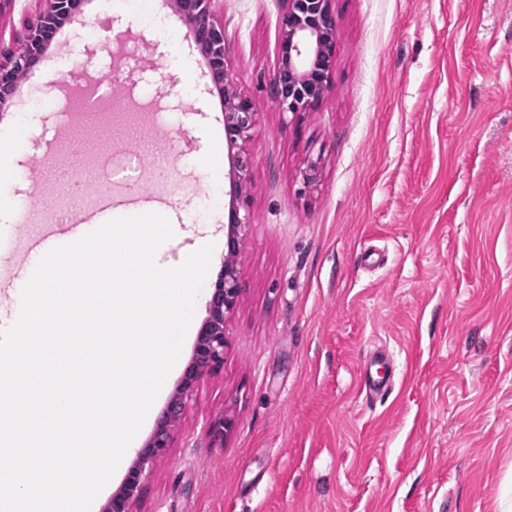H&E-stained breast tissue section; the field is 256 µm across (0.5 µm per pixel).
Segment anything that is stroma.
<instances>
[{"label": "stroma", "mask_w": 512, "mask_h": 512, "mask_svg": "<svg viewBox=\"0 0 512 512\" xmlns=\"http://www.w3.org/2000/svg\"><path fill=\"white\" fill-rule=\"evenodd\" d=\"M336 59L316 111H279L281 0H217L228 73L255 104L246 188L247 288L223 368L194 393L135 512H512V0H333ZM160 17L167 35L146 19ZM185 25L164 0H109L64 31L0 115L11 160L0 206L19 213L41 164L123 201L149 192L177 220L160 251L198 239L211 264L177 362L136 435L143 447L190 362L225 254L224 116ZM136 67L128 90L111 76ZM124 93L122 116L72 132L83 162L45 150L90 85ZM55 110L32 111L34 101ZM161 135L176 170L140 163L96 181L97 152L124 164ZM316 179L304 186L308 161ZM44 178L17 243L25 253L63 202ZM383 354L384 397L359 370ZM234 428L213 440L208 422Z\"/></svg>", "instance_id": "stroma-1"}]
</instances>
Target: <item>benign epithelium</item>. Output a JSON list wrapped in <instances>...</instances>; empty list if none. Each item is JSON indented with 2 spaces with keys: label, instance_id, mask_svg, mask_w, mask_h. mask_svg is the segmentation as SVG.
<instances>
[{
  "label": "benign epithelium",
  "instance_id": "1",
  "mask_svg": "<svg viewBox=\"0 0 512 512\" xmlns=\"http://www.w3.org/2000/svg\"><path fill=\"white\" fill-rule=\"evenodd\" d=\"M217 0H174L183 19L186 39L202 53L214 89L223 96L224 132L230 150L225 179L229 182V201L224 265L210 292L206 317L196 338L193 356L177 387V394L163 409L156 428L146 444L135 452L121 487L112 494L105 512H134L133 506L152 467L171 447L176 424L186 401L206 377L224 366L228 348L226 327L246 280L239 260L250 224L248 196L243 187L251 179V157L246 144L252 137L258 112L248 97L227 78L230 39L224 23L216 18ZM85 0H43V7L26 25L16 48L0 51V111L8 110L18 82L17 73L28 72L45 55L57 30L84 15ZM279 18L281 31L279 64L271 75L269 93L282 112L294 115L313 112L330 88L336 56V20L332 0H282ZM234 420L218 416L209 421L208 430L216 438L232 431Z\"/></svg>",
  "mask_w": 512,
  "mask_h": 512
}]
</instances>
